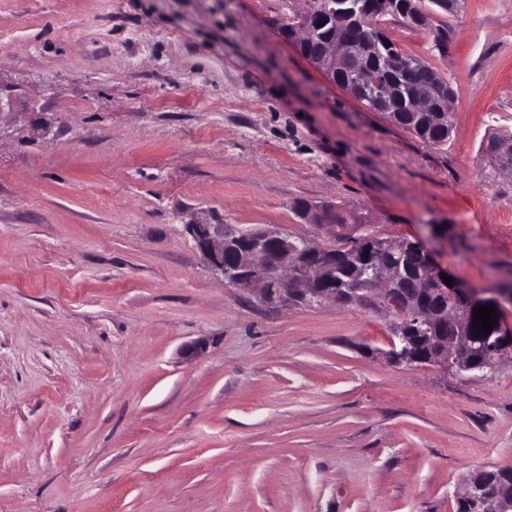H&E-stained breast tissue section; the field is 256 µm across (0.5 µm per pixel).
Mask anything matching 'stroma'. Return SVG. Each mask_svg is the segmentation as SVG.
Listing matches in <instances>:
<instances>
[{
    "label": "stroma",
    "mask_w": 512,
    "mask_h": 512,
    "mask_svg": "<svg viewBox=\"0 0 512 512\" xmlns=\"http://www.w3.org/2000/svg\"><path fill=\"white\" fill-rule=\"evenodd\" d=\"M304 0H0V512H454L512 468V362L393 363L385 320L269 308L186 233L296 202L423 239L474 288L512 281V0L388 37L451 80L447 146L363 108L283 40ZM480 477L493 491L503 495L512 494V469H501L492 467L477 468ZM507 476V480L505 477Z\"/></svg>",
    "instance_id": "stroma-1"
}]
</instances>
